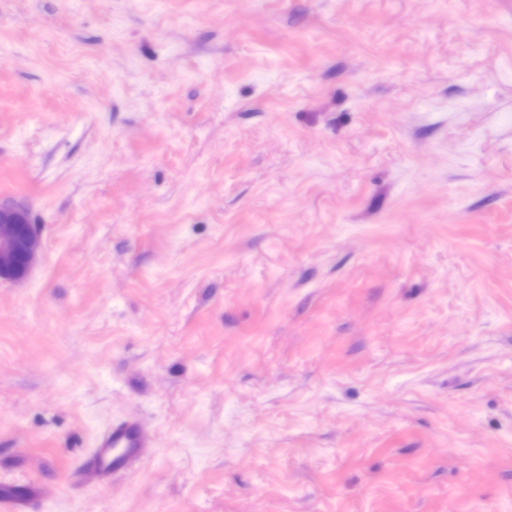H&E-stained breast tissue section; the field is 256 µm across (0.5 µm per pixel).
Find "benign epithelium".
<instances>
[{
  "mask_svg": "<svg viewBox=\"0 0 512 512\" xmlns=\"http://www.w3.org/2000/svg\"><path fill=\"white\" fill-rule=\"evenodd\" d=\"M42 252L38 225L17 205H0V280L19 282Z\"/></svg>",
  "mask_w": 512,
  "mask_h": 512,
  "instance_id": "obj_1",
  "label": "benign epithelium"
}]
</instances>
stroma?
<instances>
[{"instance_id": "stroma-1", "label": "stroma", "mask_w": 512, "mask_h": 512, "mask_svg": "<svg viewBox=\"0 0 512 512\" xmlns=\"http://www.w3.org/2000/svg\"><path fill=\"white\" fill-rule=\"evenodd\" d=\"M0 203V500L512 512V0H0ZM41 252L39 227L28 212L17 205H0V280L22 281ZM153 444L151 433L137 419L112 424L97 440L86 465L85 480L98 482L110 473L130 468L139 460L141 448H150Z\"/></svg>"}]
</instances>
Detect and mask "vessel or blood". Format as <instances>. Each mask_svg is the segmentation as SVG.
<instances>
[{"label": "vessel or blood", "mask_w": 512, "mask_h": 512, "mask_svg": "<svg viewBox=\"0 0 512 512\" xmlns=\"http://www.w3.org/2000/svg\"><path fill=\"white\" fill-rule=\"evenodd\" d=\"M154 439L139 420L129 418L102 432L86 465V478L100 480L134 465L140 451L152 447Z\"/></svg>", "instance_id": "obj_1"}]
</instances>
